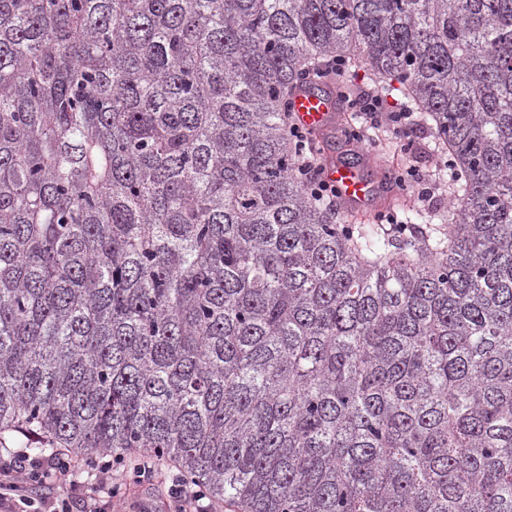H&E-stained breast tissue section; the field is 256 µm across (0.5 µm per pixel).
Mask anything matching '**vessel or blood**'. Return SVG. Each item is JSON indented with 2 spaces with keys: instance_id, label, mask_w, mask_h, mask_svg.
<instances>
[{
  "instance_id": "b4317fda",
  "label": "vessel or blood",
  "mask_w": 512,
  "mask_h": 512,
  "mask_svg": "<svg viewBox=\"0 0 512 512\" xmlns=\"http://www.w3.org/2000/svg\"><path fill=\"white\" fill-rule=\"evenodd\" d=\"M341 109L338 98L317 84L300 87L290 101V110L298 125L317 134L336 127ZM369 163V158L363 154L354 163L334 157L326 160L324 177L335 187L347 211L370 213L389 192L385 172H378L372 180L365 176L364 168Z\"/></svg>"
}]
</instances>
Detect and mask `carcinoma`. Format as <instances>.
<instances>
[{
	"instance_id": "obj_1",
	"label": "carcinoma",
	"mask_w": 512,
	"mask_h": 512,
	"mask_svg": "<svg viewBox=\"0 0 512 512\" xmlns=\"http://www.w3.org/2000/svg\"><path fill=\"white\" fill-rule=\"evenodd\" d=\"M333 57L450 160L407 234L294 171ZM0 447L244 512H512V0H0Z\"/></svg>"
}]
</instances>
